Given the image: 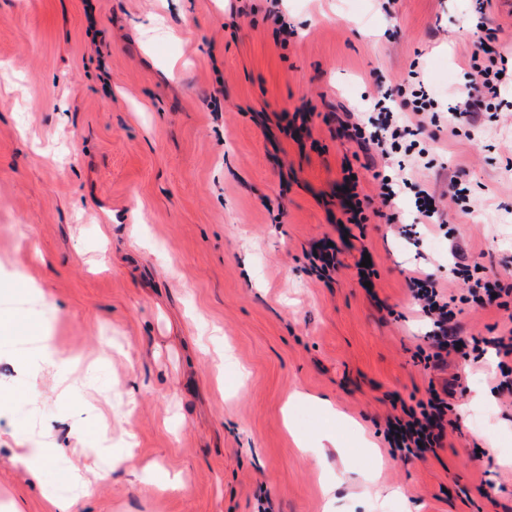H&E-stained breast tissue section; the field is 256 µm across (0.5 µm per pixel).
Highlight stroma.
Segmentation results:
<instances>
[{
	"label": "stroma",
	"mask_w": 512,
	"mask_h": 512,
	"mask_svg": "<svg viewBox=\"0 0 512 512\" xmlns=\"http://www.w3.org/2000/svg\"><path fill=\"white\" fill-rule=\"evenodd\" d=\"M382 4L0 0V389L18 392L0 405L1 506L51 512L76 464L82 512H512V388L490 350L425 368L409 288L434 274L463 335L512 329L448 281L463 258L512 283V104L420 136L413 183L467 193L418 248L388 222L385 159L340 134L386 92L409 112L421 82L446 109L489 63L481 28L512 62V0ZM300 109L311 138L275 136ZM347 164L366 198L370 293L358 251L328 281L310 258L336 234ZM47 336L76 366L37 368ZM432 386L452 387L468 424L427 460L394 457L389 419ZM296 390L339 419L286 407ZM325 429L341 452L316 447ZM37 440L66 452L35 483L15 452ZM126 455L182 488L132 477Z\"/></svg>",
	"instance_id": "obj_1"
}]
</instances>
